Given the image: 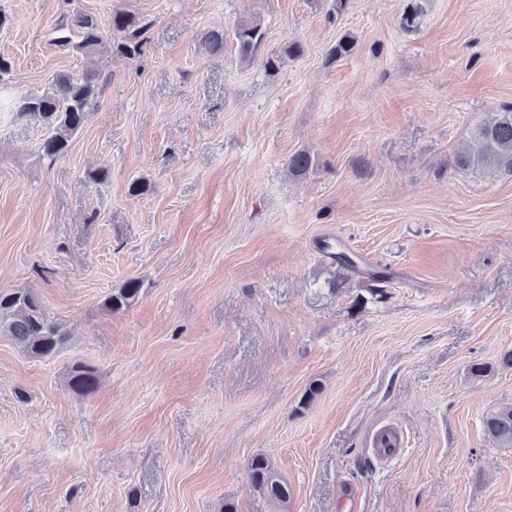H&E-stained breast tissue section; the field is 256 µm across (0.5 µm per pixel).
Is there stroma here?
<instances>
[{"label":"stroma","mask_w":512,"mask_h":512,"mask_svg":"<svg viewBox=\"0 0 512 512\" xmlns=\"http://www.w3.org/2000/svg\"><path fill=\"white\" fill-rule=\"evenodd\" d=\"M406 5L0 0V289L70 332L45 360L0 336V512H273L258 454L288 512H512V448L484 431L512 404V177L452 166L512 102V0H422L409 31ZM76 11L135 15L142 54L61 50ZM242 21L265 34L249 61ZM292 41L304 55L266 71ZM87 69L97 102L48 159L15 104ZM300 151L316 164L293 178ZM324 240L357 257L344 288ZM374 266L395 274L380 297ZM132 278L139 302L110 312ZM78 363L93 396L68 385ZM69 386L82 396L94 394L98 387L95 370L82 364L74 365L70 372ZM248 470L252 486L272 501L276 512H287L291 489L274 461L264 454L255 455Z\"/></svg>","instance_id":"stroma-1"}]
</instances>
